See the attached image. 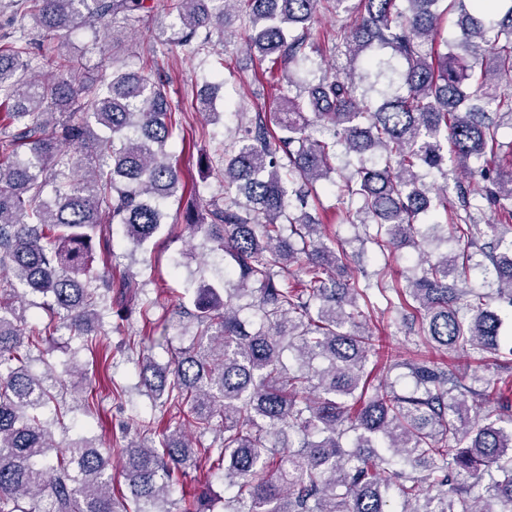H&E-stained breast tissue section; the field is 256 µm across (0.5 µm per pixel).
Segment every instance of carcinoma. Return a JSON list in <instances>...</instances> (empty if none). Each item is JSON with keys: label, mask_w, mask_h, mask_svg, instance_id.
<instances>
[{"label": "carcinoma", "mask_w": 512, "mask_h": 512, "mask_svg": "<svg viewBox=\"0 0 512 512\" xmlns=\"http://www.w3.org/2000/svg\"><path fill=\"white\" fill-rule=\"evenodd\" d=\"M173 0L176 43L228 32V16L247 50L282 72L280 112H257L214 147L223 166L208 167L224 184L207 218H187L190 236L233 261L218 284L198 286L191 345L166 365L143 358L141 384L154 402L182 420L156 434L155 420L122 447L100 448L81 437L64 444V386L51 366L29 362L52 351L68 332L91 351L107 335L112 290L125 298L135 275L119 280L91 272L95 242L109 246L113 224L141 247L164 224V207L181 188L169 150L177 120L165 85L151 73L116 70L99 83L82 59L59 53L51 75L32 73L25 36L0 46V512H172L168 497L190 474L224 473V512H387L392 487L401 512H512V370L449 365L451 357L499 355L502 320L496 298L512 309V225L482 227L481 199L512 220V168L493 164L501 148L492 114L512 118V6L497 0ZM44 36L107 28L132 17L145 0H12ZM357 17L323 38L311 30L323 12ZM459 15L448 50L426 48L441 15ZM342 56L338 72L326 56ZM205 84L196 108L213 113ZM311 113L328 135L306 132ZM98 147L107 162L87 168L65 144ZM26 148L19 154L20 148ZM458 178L429 193L436 176ZM336 188L346 224L359 226L382 256L411 245L417 271L403 286L387 280L388 263L342 283L345 246L329 239L306 209L304 187ZM451 211L450 222L435 214ZM490 229L495 245L478 241ZM452 240L436 255L432 239ZM492 271L494 292L466 288ZM377 291L391 308L420 314L425 351L403 359L366 328L361 302ZM393 292L396 299L388 293ZM42 295L43 327L22 332L26 298ZM251 298L260 322L249 328L237 301ZM384 378L365 397L370 358ZM400 374L391 376V373ZM82 401L99 408L88 372ZM494 400L481 421L471 403ZM216 433L198 448L186 426ZM123 458L132 506H117L109 473Z\"/></svg>", "instance_id": "obj_1"}]
</instances>
